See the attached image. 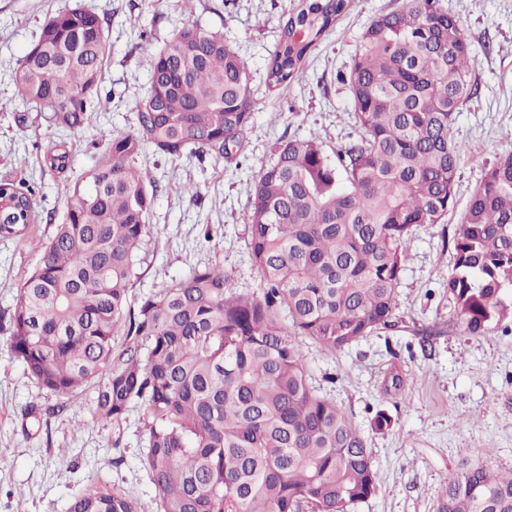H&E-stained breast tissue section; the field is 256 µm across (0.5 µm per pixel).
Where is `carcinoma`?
Segmentation results:
<instances>
[{"instance_id": "carcinoma-1", "label": "carcinoma", "mask_w": 512, "mask_h": 512, "mask_svg": "<svg viewBox=\"0 0 512 512\" xmlns=\"http://www.w3.org/2000/svg\"><path fill=\"white\" fill-rule=\"evenodd\" d=\"M352 0H301L266 64L269 88L303 63ZM184 29L147 62L134 129L109 139L65 201L63 223L6 312L12 356L39 387L69 399L94 389L99 419L120 425L146 405L142 462L159 512H350L377 471L361 432L309 382L299 339L334 353L390 325L414 228L453 207L450 137L475 84L463 26L438 0L376 17L342 76L360 139L329 155L315 136L280 140L249 197L248 248L261 295L228 291L204 265L131 305L157 185L135 165L149 146L170 158H228L254 117L251 75L214 32ZM109 54L103 19L61 10L13 69L22 99L78 138L97 110ZM46 166L68 167L53 149ZM0 238L23 239L36 197L0 180ZM512 286V155L485 174L454 236L447 288L481 332ZM124 334L125 346H114ZM132 490L94 491L68 512H138ZM438 512H512V470L463 465Z\"/></svg>"}]
</instances>
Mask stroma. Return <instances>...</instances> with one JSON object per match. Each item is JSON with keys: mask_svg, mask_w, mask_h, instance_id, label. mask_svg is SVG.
Wrapping results in <instances>:
<instances>
[{"mask_svg": "<svg viewBox=\"0 0 512 512\" xmlns=\"http://www.w3.org/2000/svg\"><path fill=\"white\" fill-rule=\"evenodd\" d=\"M300 0H0V177L36 190L31 241L0 238V311L14 302L39 253L64 218L66 198L105 141L132 131L148 89L145 64L188 27L221 32L252 76L255 114L243 149L230 158H169L144 148L138 168L160 177L130 298L155 292L197 266L223 267L233 293L258 295L261 281L247 249L249 195L279 139L318 136L333 153L358 140L351 95L342 82L364 29L403 0H354L303 64V80L277 90L265 64L280 26ZM465 28L478 92L456 115L459 151L455 204L439 224L405 241L393 325L328 354L309 340L301 351L313 385L336 401L361 431L377 469V490L351 512H436L441 492L470 449L479 463L512 469V291L505 311L470 333L448 293L453 236L486 171L512 153V0H440ZM81 6L104 20L110 53L98 90L100 109L70 143L58 172L43 156L60 136L25 103L8 72L47 19ZM0 326V512H67L87 490H134L138 512H157L141 463L144 405L120 427L101 423L93 391L69 401L38 387L16 361ZM37 415H30L29 407ZM392 426L373 431L377 412Z\"/></svg>", "mask_w": 512, "mask_h": 512, "instance_id": "1", "label": "stroma"}]
</instances>
